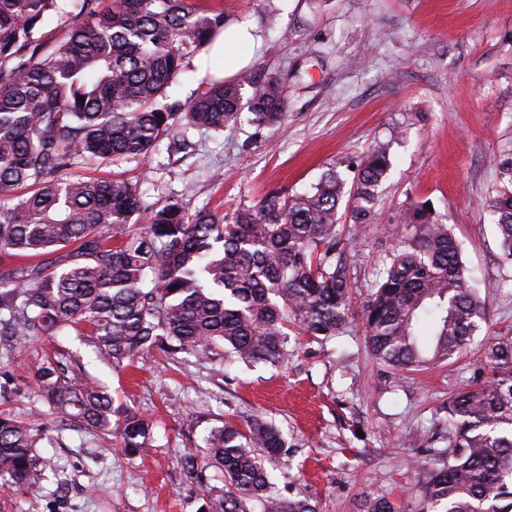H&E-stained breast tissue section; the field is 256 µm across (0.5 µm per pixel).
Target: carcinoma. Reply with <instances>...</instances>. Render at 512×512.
<instances>
[{
    "label": "carcinoma",
    "mask_w": 512,
    "mask_h": 512,
    "mask_svg": "<svg viewBox=\"0 0 512 512\" xmlns=\"http://www.w3.org/2000/svg\"><path fill=\"white\" fill-rule=\"evenodd\" d=\"M58 0H0V358L22 339L86 327L95 351L119 365L156 347L231 362L288 358L285 326L329 338L349 323L351 274L338 207L349 196L356 231L373 223L378 187L391 166L375 147L348 179L332 166L302 194L272 191L257 204L217 216L184 200L145 204L129 178L65 177L91 161L149 154L180 119L205 129L235 127L243 111L274 128L286 114L285 85L251 78L252 93L224 81L202 83L173 109L157 106L188 56L224 29V12L201 0H77L65 36L48 45L35 33ZM502 186L487 200L512 264V158L498 163ZM150 212L141 231L132 217ZM394 244L362 308L374 358L400 373L463 355L487 312L461 247L435 211L403 212ZM35 377L55 431L119 428L122 448L141 454L151 427L113 405L108 391L57 363ZM442 448H419L415 484L395 502L369 495L362 512H512V336H490L472 380L448 397ZM44 433L0 416V484L43 489L34 448ZM205 460L224 493L205 512H317L308 496L271 486L263 456L285 447L260 418L226 423L203 439Z\"/></svg>",
    "instance_id": "cac0c4a2"
}]
</instances>
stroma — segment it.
Here are the masks:
<instances>
[{"label": "stroma", "mask_w": 512, "mask_h": 512, "mask_svg": "<svg viewBox=\"0 0 512 512\" xmlns=\"http://www.w3.org/2000/svg\"><path fill=\"white\" fill-rule=\"evenodd\" d=\"M225 18L251 22L262 46L247 69L280 77L287 115L260 129L243 113L239 132L185 128L187 152L163 138L144 157L81 165L80 178L139 181L146 201L185 198L218 215L282 190L300 193L329 167L344 168L379 143L392 166L373 224L340 230L351 267L352 318L345 333L310 339L288 330V360L244 365L156 351L125 367L97 359L73 333L20 341L0 362L13 382L0 412L36 424L35 369L82 366L115 404L153 425L147 454L124 455L99 431L40 441L49 462L43 491L0 486V512H200L212 479L182 463L230 421L261 418L286 446L265 459L283 495L310 496L319 512H360L366 495H399L414 482L408 445L440 446L442 406L472 375L468 357L411 374L378 363L365 346L363 304L411 204L430 202L463 246L490 333H512V265L483 209L497 187V160L512 157V0H221ZM246 73V74H247Z\"/></svg>", "instance_id": "obj_1"}]
</instances>
